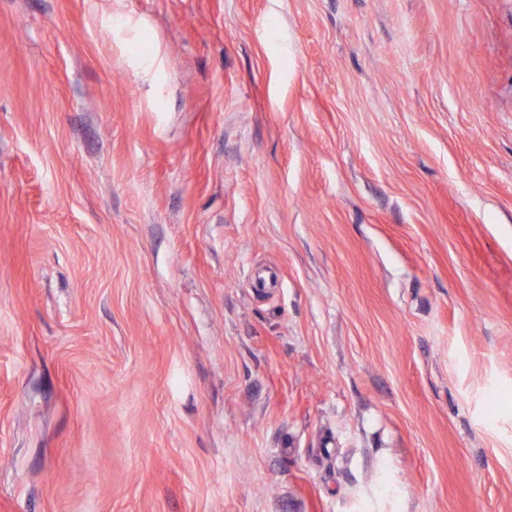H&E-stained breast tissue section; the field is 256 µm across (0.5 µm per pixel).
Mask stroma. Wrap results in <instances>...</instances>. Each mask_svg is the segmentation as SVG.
Masks as SVG:
<instances>
[{
    "mask_svg": "<svg viewBox=\"0 0 512 512\" xmlns=\"http://www.w3.org/2000/svg\"><path fill=\"white\" fill-rule=\"evenodd\" d=\"M0 512H512V0H0Z\"/></svg>",
    "mask_w": 512,
    "mask_h": 512,
    "instance_id": "35a3bbf8",
    "label": "stroma"
}]
</instances>
